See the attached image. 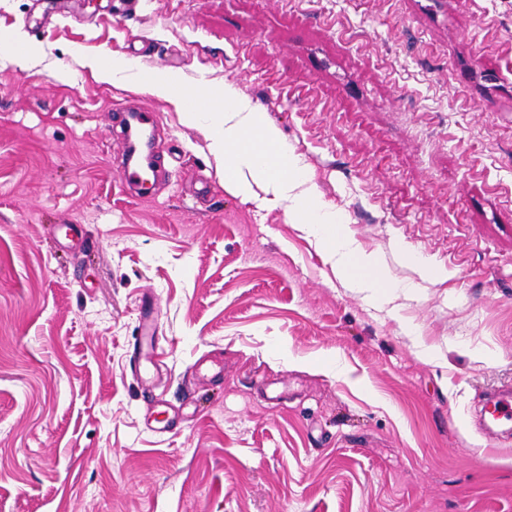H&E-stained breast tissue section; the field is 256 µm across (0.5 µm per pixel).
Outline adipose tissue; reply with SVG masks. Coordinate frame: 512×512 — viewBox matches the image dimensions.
<instances>
[{
  "label": "adipose tissue",
  "mask_w": 512,
  "mask_h": 512,
  "mask_svg": "<svg viewBox=\"0 0 512 512\" xmlns=\"http://www.w3.org/2000/svg\"><path fill=\"white\" fill-rule=\"evenodd\" d=\"M86 65L101 82L145 90L171 102L187 125L206 132L211 153L224 165L229 192L249 196L261 188L316 241L337 277L369 292L375 303L388 302L394 282L387 269L374 254L361 250L343 216L323 205L299 159L234 87L216 91L205 84L193 93L176 76L144 74L118 55L90 58Z\"/></svg>",
  "instance_id": "ef3b65f1"
}]
</instances>
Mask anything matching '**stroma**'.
<instances>
[{"instance_id": "stroma-1", "label": "stroma", "mask_w": 512, "mask_h": 512, "mask_svg": "<svg viewBox=\"0 0 512 512\" xmlns=\"http://www.w3.org/2000/svg\"><path fill=\"white\" fill-rule=\"evenodd\" d=\"M105 52L233 86L412 291L369 304ZM509 384L512 0H0V512H512V433L478 427ZM155 318V313L152 311H146V313L143 315V328L148 333L151 332L150 336H145L149 340L146 342L147 349H143L142 337L138 343L133 345L132 358H134L135 367L140 373L142 370H146L147 363L156 368L157 362L159 361L157 358V348L155 346L156 336H152L155 325Z\"/></svg>"}]
</instances>
